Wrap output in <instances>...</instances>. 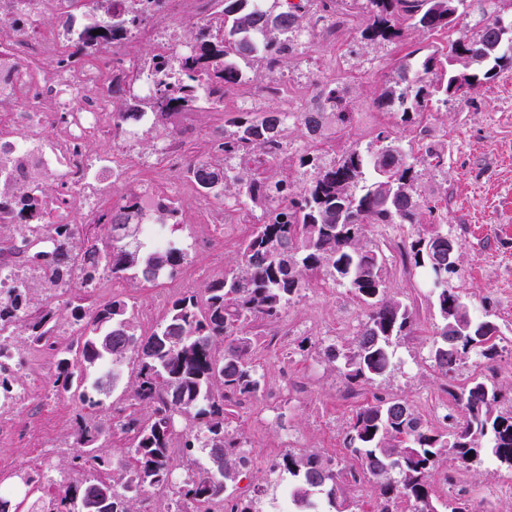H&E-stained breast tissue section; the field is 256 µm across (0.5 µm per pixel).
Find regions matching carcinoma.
I'll list each match as a JSON object with an SVG mask.
<instances>
[{"instance_id":"obj_1","label":"carcinoma","mask_w":512,"mask_h":512,"mask_svg":"<svg viewBox=\"0 0 512 512\" xmlns=\"http://www.w3.org/2000/svg\"><path fill=\"white\" fill-rule=\"evenodd\" d=\"M219 2L222 8L198 26L184 49L170 57L152 56L151 97L138 100L124 70L112 71L109 96L129 95L113 110V130L139 121L145 111L153 115L154 124L189 112L203 99L204 90L220 101L224 85L242 79L240 63L276 61L302 33L305 6L300 2L285 0L279 11L267 6L269 0ZM155 3L94 0L91 8L81 3L86 22L68 30L69 51L58 65L102 44H121L151 21ZM360 8L367 15L361 32L366 41L396 44L411 28L445 36V42L417 65H401L375 99L379 111L402 125L420 123L432 101L468 97L482 81L512 68V33H506L512 30V19L493 11L483 26L471 29L464 23L467 0H361ZM95 30L99 34H93ZM289 118L291 113L275 108L241 112L231 120L232 130L211 146L212 152L224 156V165L198 154L186 162L184 173L198 192L246 215L260 208L263 217L238 244V258L224 276L174 300L149 335L136 334L133 310L118 296L95 308L72 306L77 335L67 343L54 340L56 306L34 304L27 278L14 280L7 295L0 297V358L10 357V338L23 329L32 343L49 345L57 353L53 390L76 394L83 403L109 395L130 365L135 405L119 421L128 440V460L121 468L108 469L97 452L99 429L79 421L73 462L97 476L80 484L56 482L39 494L38 480L24 472L19 475L26 487L23 500L16 503L12 493H0V512H21L26 503L27 512H135L141 491L169 486L183 500L201 503L223 497L230 512H260L255 501L226 494L246 463V440L229 429L232 407L261 390L253 362L257 341L252 324L277 322L312 278L324 276L344 286L366 312L353 346L330 344L323 355L339 363L351 384L392 372L393 340L411 333L414 319L406 304L388 294L385 256L365 240V227L417 223L425 206L415 190L420 171L402 139L385 126L364 150L351 147L331 160L317 149L290 157L284 168L299 172L300 184L287 176L274 180L268 170L281 164L280 155L288 150L281 131ZM352 119L337 85L323 88L315 105L300 113L311 133L329 121L346 127ZM46 198L41 182L33 188L0 184V227L13 231L0 253L20 254L23 262L48 269L51 277L46 282L54 286L76 279L86 285L101 270L153 285L159 274L177 273L188 258L175 244L159 247L136 232L147 220L167 223L182 211L180 202L149 211L133 191L111 208L97 211L95 226L103 228L101 235H83L76 224H50V246L17 247L15 240L24 229L45 216ZM447 237L441 225L431 224L410 244L407 256L427 280L437 274L436 253L428 251L427 242L433 239L444 246ZM431 297L440 318L433 361L443 374L452 372L471 351L489 360L501 354L499 328L474 315L466 296L452 283L434 289ZM450 309L460 328L453 346L448 345ZM448 394L463 417L446 414L441 431L426 425L405 401L375 397L363 403L345 432L352 460L348 468H330L314 451H288L282 468L288 474L294 512H318L317 495L328 512H350L344 489L366 479L374 482L376 512H385L389 503H406L410 512H477L461 492L446 503L434 502L433 484L441 478L452 485L456 474L476 469L486 458L512 473V410H500L499 387L486 377L472 378ZM141 410L148 415H139ZM177 417L199 424L198 432L185 437L183 448L188 453L208 449V465L175 486L169 443Z\"/></svg>"}]
</instances>
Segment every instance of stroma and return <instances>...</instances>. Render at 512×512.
<instances>
[{
  "instance_id": "obj_1",
  "label": "stroma",
  "mask_w": 512,
  "mask_h": 512,
  "mask_svg": "<svg viewBox=\"0 0 512 512\" xmlns=\"http://www.w3.org/2000/svg\"><path fill=\"white\" fill-rule=\"evenodd\" d=\"M336 13L349 14L350 27L336 46L320 43L316 27H307L298 45L282 56L273 76L296 91L311 86L320 76V63L336 61V83L354 114L347 129L326 127L315 136L300 124L288 125V150L301 153L321 146L325 159L351 146L368 147L388 121L373 104L377 89L395 77L408 53H428L438 36L406 31L401 43H371L360 32L366 22L362 10L351 0H333ZM251 102H227L216 107L200 102L186 114L190 124V146H202L215 130L240 112L252 111ZM173 123L163 122L139 128L132 139L120 142L103 130L85 147L88 157L103 162L116 152H125L129 167L123 177L113 179L101 170L106 188L96 200L97 208L119 202L128 190H142L166 179L171 192L182 204L183 219L174 239L188 248L189 261L167 284L155 286L126 278L121 288H84L73 285L70 297L82 298L84 306L95 307L115 296L135 305L139 333H150L166 313L172 300L182 296V283L203 288L221 277L237 258V245L250 232L247 224L225 225L224 240L217 251L194 246L195 234L206 231L195 186L183 175V159L172 161L168 171H160L156 160L174 134ZM407 150L421 155L422 145L441 142L446 146L443 168L423 169L416 185L419 195L431 204L416 224H372L366 231L370 245L379 247L387 258L388 292L409 303L415 314L410 335L394 343L395 368L386 378L358 388H350L335 364L324 360L318 347L323 342L350 346L365 311L347 289L320 281H310L274 327L256 325L258 336L254 363L266 389L262 395L243 401L236 408L233 428L248 441V463L238 478L237 496L258 501L268 512L280 491L282 479L273 465L289 450H312L336 467L349 464L343 439L355 411L373 395L407 401L427 425L438 426L452 400L449 386L466 382L480 374L494 379L505 401H512V358L493 360L468 353L455 373L443 375L431 358L439 317L431 304L422 275L407 261L412 240L427 225L447 222L458 242L455 287L466 294L472 309L488 315L504 336H512V73L484 82L466 99H449L427 112L422 124L397 126ZM9 361L15 388L24 398L0 422V487H15L16 472L32 470L33 460L51 449L43 472L55 480H84L86 471L74 470L73 431L77 420L98 424L102 430L99 452L110 461L125 457L127 441L115 423L119 408L128 406L129 392L118 386L101 404H81L66 394H55L52 380L55 354L48 346L30 343L25 335L13 337ZM512 474L485 464L462 473L460 486L435 483L437 496L453 497L465 487L477 512H512V493L506 492Z\"/></svg>"
}]
</instances>
